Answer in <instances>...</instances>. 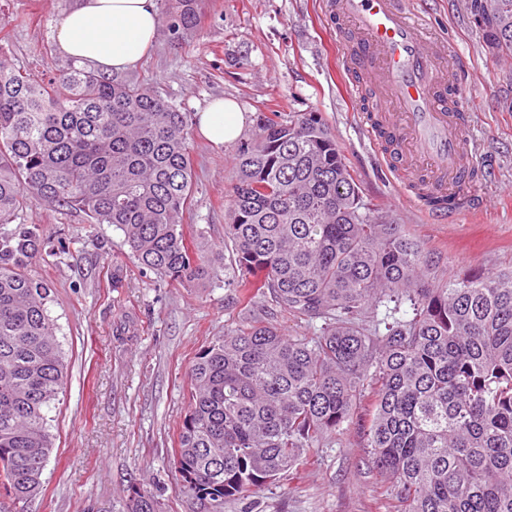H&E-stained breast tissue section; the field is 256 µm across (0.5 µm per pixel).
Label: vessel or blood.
Segmentation results:
<instances>
[{"label": "vessel or blood", "mask_w": 512, "mask_h": 512, "mask_svg": "<svg viewBox=\"0 0 512 512\" xmlns=\"http://www.w3.org/2000/svg\"><path fill=\"white\" fill-rule=\"evenodd\" d=\"M340 42L366 70L379 119L396 140L388 159L409 180H428L424 209L444 223L461 211L454 199L474 169L461 114L471 105L457 79L458 58L431 35L411 0H334Z\"/></svg>", "instance_id": "1"}]
</instances>
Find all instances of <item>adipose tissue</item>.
Here are the masks:
<instances>
[{
  "label": "adipose tissue",
  "mask_w": 512,
  "mask_h": 512,
  "mask_svg": "<svg viewBox=\"0 0 512 512\" xmlns=\"http://www.w3.org/2000/svg\"><path fill=\"white\" fill-rule=\"evenodd\" d=\"M158 25L155 0H76L58 24L57 43L70 59L121 73L146 54ZM244 125L237 104L221 98L197 116L200 134L216 146L235 141Z\"/></svg>",
  "instance_id": "obj_1"
}]
</instances>
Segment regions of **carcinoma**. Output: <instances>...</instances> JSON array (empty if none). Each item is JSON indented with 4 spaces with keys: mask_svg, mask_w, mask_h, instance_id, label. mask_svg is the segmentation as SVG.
Here are the masks:
<instances>
[{
    "mask_svg": "<svg viewBox=\"0 0 512 512\" xmlns=\"http://www.w3.org/2000/svg\"><path fill=\"white\" fill-rule=\"evenodd\" d=\"M484 3L497 54L512 55V0ZM203 4L165 0L170 42L196 29ZM188 126L127 76L69 60L35 78L0 62V225L34 200L75 208L120 230L169 284L222 280L243 302L323 321L317 336H287L252 320L198 354L174 453L182 487L220 512L347 423L399 512H512V267L436 281L424 246L363 202L321 116L274 112L234 159L224 244L239 275L224 280L182 224ZM44 251L34 224L0 234V490L18 502L43 490L66 379L51 288L27 272ZM159 509L133 490L128 512Z\"/></svg>",
    "mask_w": 512,
    "mask_h": 512,
    "instance_id": "carcinoma-1",
    "label": "carcinoma"
}]
</instances>
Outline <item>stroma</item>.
I'll use <instances>...</instances> for the list:
<instances>
[{
    "label": "stroma",
    "instance_id": "35a3bbf8",
    "mask_svg": "<svg viewBox=\"0 0 512 512\" xmlns=\"http://www.w3.org/2000/svg\"><path fill=\"white\" fill-rule=\"evenodd\" d=\"M328 0H206L198 28L181 45L158 33L129 76L146 80L180 111L197 116L216 98L234 100L249 141L259 115L319 113L336 137L363 199L392 214L451 279L512 266V63L493 57L471 0H424L429 29L461 59L473 102L464 123L478 157L484 199L445 224L406 200L412 187L381 160L360 101L364 71L339 47ZM75 0H0V59L39 75L63 63L56 27ZM196 189L185 229L203 249L224 248L226 204L239 143L216 146L189 129ZM19 223L66 243L32 263L53 289L67 377L51 411L54 448L43 491L25 503L0 494V512H125L133 488L152 493L161 512H209L182 487L173 463L189 409V367L209 341L253 318L290 336H311L320 321L294 317L270 300L240 304L223 283L172 286L131 258L121 231L78 210L33 201ZM224 512H396L357 429L344 426L257 496L230 498Z\"/></svg>",
    "mask_w": 512,
    "mask_h": 512
}]
</instances>
